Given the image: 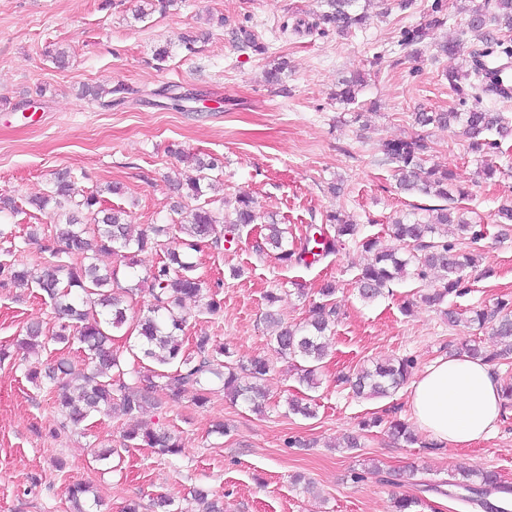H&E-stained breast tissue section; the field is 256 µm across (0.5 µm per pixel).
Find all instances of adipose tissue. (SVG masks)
<instances>
[{
	"mask_svg": "<svg viewBox=\"0 0 512 512\" xmlns=\"http://www.w3.org/2000/svg\"><path fill=\"white\" fill-rule=\"evenodd\" d=\"M407 403L415 426L431 440L467 448L497 427L505 397L491 364L466 356L441 357L412 382Z\"/></svg>",
	"mask_w": 512,
	"mask_h": 512,
	"instance_id": "1",
	"label": "adipose tissue"
}]
</instances>
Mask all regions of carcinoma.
<instances>
[{
	"instance_id": "carcinoma-1",
	"label": "carcinoma",
	"mask_w": 512,
	"mask_h": 512,
	"mask_svg": "<svg viewBox=\"0 0 512 512\" xmlns=\"http://www.w3.org/2000/svg\"><path fill=\"white\" fill-rule=\"evenodd\" d=\"M359 2L320 0L323 10L318 15L319 23L338 33L364 25L369 16L367 11L359 10ZM468 13L467 32L479 43L493 40L488 31L490 25L512 31V0H485L481 5L469 7ZM447 22L442 0H434L431 12L423 22L401 30L398 45L409 55L432 45L439 54L453 56L458 51V41H435V32ZM234 37L237 48L243 52L264 54L267 51L266 45L245 27L239 28ZM285 68L286 64L280 62L265 70L266 84L282 93L287 91L283 81ZM365 83V76L361 74L341 80L336 99L347 105L357 103ZM448 84L460 101L471 100L473 105L462 112L420 110L414 113V124L420 133L384 146V154L393 164L396 186L401 192L430 195L443 204L425 209L422 217L408 213L395 220L390 227V237L399 243L397 247L383 243L377 236L358 241L359 247L369 254L356 281L358 294L366 302L375 300L393 282L408 275L422 282L435 277V281L428 284V291L421 295L422 302L429 306L439 307L449 295L461 296L468 291L467 270L476 266V259L472 253L458 248L452 238L461 237L474 245L483 239L484 231L481 225L469 222L462 213L448 206V201L452 200L453 174L445 166L426 165L429 151L426 131L430 127L460 129L469 140L471 152L483 158L480 174L490 179L498 172L492 159L494 150L499 148L498 139L512 134V117L483 106L488 90L485 73L479 66H473L471 72L449 71ZM129 93L131 89L122 83L104 91L96 88L89 91L95 100L114 97L118 102ZM193 163L196 175L174 187V192L180 199L197 201V205L189 208L178 203L173 206L178 218L172 223L154 225L150 231L136 235L131 233L130 224L124 218L125 211L101 207L94 194L76 199L70 176L58 175L50 194L29 201L39 211L52 208L53 233L40 245L51 260L45 263L35 279L21 264H0L3 284L27 287L33 282L53 304L57 329L50 340L58 344L76 340L83 344L84 368L76 371L68 360L61 358L44 369L34 366L27 372L29 382L39 387L46 385L55 394L62 415L74 426L95 412L128 417L145 414L151 406L156 378L162 380L174 399L189 389L194 390L199 406L208 402L207 391L217 379L232 398L240 397L253 405V409L262 411L265 393L258 381L270 371L269 360L257 358L246 365L233 366L224 361L230 357L229 350L213 344L205 333L196 337L192 353L185 350L178 339V333L185 330L188 321L184 301L203 297L204 285L194 275L192 254L206 245L233 241L242 228L260 219L255 201L247 193L223 200L224 214L214 210L211 201L204 196L210 188L208 172L219 168L218 159L195 157ZM82 213L92 216L93 228L82 227ZM325 223L333 228V232L311 224L306 235L297 241L288 240L282 225L274 221L263 224L264 248L277 252L279 260L287 266H308L313 261L338 254L347 239L358 236V225L338 210L327 213ZM118 248L129 268L134 267L138 252L159 248L166 253L165 258L147 273L150 300L146 313L134 327V341L129 346L130 355L135 360L143 358L156 365V369L147 373L126 369V359L112 348L109 331L119 330L126 323V308L123 296L112 288L116 283L115 272L100 271L93 263V256L100 251L114 252ZM335 291L333 284H324L319 289L322 301L313 304L308 320L282 326L273 337L275 352L299 363V382L309 388L316 385L315 373L326 357L327 340L338 317L336 304L332 302ZM466 322L481 328L491 326L500 349L487 353L476 345L464 343L459 354L491 364L512 356V301L500 300L489 309L475 312L474 316L466 318ZM17 347L34 354L42 350L45 347L42 328L28 326L24 337L17 341ZM413 365V359L409 357L385 359L359 370L351 378L344 375L342 380L351 385L357 396H385L410 377ZM129 373L133 374L131 383L124 379ZM123 438L127 442L156 448L167 456H177L183 448L180 435L147 424L126 431ZM448 485L472 494L481 492L485 496L512 493V487L502 484L493 471L476 478L464 471L461 478L452 479ZM194 500L203 505L197 512H224V502L218 498L208 499V492L204 490L195 492Z\"/></svg>"
}]
</instances>
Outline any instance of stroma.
I'll return each instance as SVG.
<instances>
[{
	"label": "stroma",
	"instance_id": "stroma-1",
	"mask_svg": "<svg viewBox=\"0 0 512 512\" xmlns=\"http://www.w3.org/2000/svg\"><path fill=\"white\" fill-rule=\"evenodd\" d=\"M433 0H371L365 28L340 35L315 28L317 0H178L138 18L141 0H0V196L15 212L0 213V263L38 271L45 255L29 242L30 227L47 232L49 213L31 198L49 194L60 173H70L78 193H101L107 206L123 208L134 230L170 223L171 186L191 175L177 150L220 159L208 198L250 194L264 216L301 237L324 213L342 209L360 236H382L392 218L435 205L432 197L401 193L385 159L387 142L414 136L412 114L421 109H460L447 72L466 70L474 48L467 35L464 0H443L449 21L437 37H456L460 51L434 56L432 49L404 56L402 28L423 22ZM252 29L269 50L239 51L232 32ZM197 40L188 52L182 40ZM168 47L157 61L155 52ZM66 53L56 62V50ZM288 63L286 93L264 81L274 60ZM364 73L367 85L356 105L333 99L338 80ZM122 83L130 94L108 107L82 96L83 87ZM370 109L368 128L354 120L355 107ZM430 162L447 166L464 192L466 219L482 224L483 259L471 274V291L449 297L466 312L512 297V232L496 222L512 203V138L503 140L500 170L478 178L479 163L467 141L445 128L427 132ZM341 185L333 194L331 185ZM119 193H109V186ZM258 234L244 228L233 242L196 253V273L219 284V315L186 307L187 338L200 333L229 347L232 363L266 358L272 364L263 387V413L232 403L215 388L205 406L194 392L171 399L157 390L158 406L142 419L99 415L88 425L64 424L48 389L29 383L30 365L69 358L82 366L78 345H48L29 357L13 352L0 361V512H69V490L82 482L101 512H122L132 499L149 505L163 494L188 507L195 489L223 496L224 512H391L392 499H420L418 512H485L467 492L449 486L459 468L493 470L512 485V408L498 428L468 448H431L394 439L385 426L409 420L407 388L387 397H355L338 383L372 362L409 356L415 372L473 340L489 351L498 344L489 329L449 326L425 304L404 313L402 304L422 287L405 277L375 302L359 300L355 281L366 256L353 242L311 266H288L276 253L255 250ZM335 282L340 319L328 355L309 390L275 353L274 334L262 316L266 296L291 323L302 322L326 282ZM51 334L57 324L50 301L32 289L0 286V348L11 349L26 325ZM310 398L316 415L289 414L292 398ZM382 426L363 431L361 421ZM147 422L178 433L184 448L165 457L147 447L124 445L125 430ZM229 435L216 433L219 423ZM346 434L354 449L339 447ZM117 448L121 464L106 469L98 452ZM361 481H352L353 473Z\"/></svg>",
	"mask_w": 512,
	"mask_h": 512
}]
</instances>
